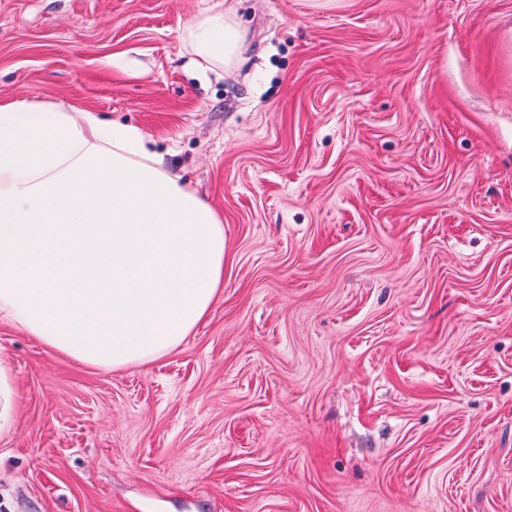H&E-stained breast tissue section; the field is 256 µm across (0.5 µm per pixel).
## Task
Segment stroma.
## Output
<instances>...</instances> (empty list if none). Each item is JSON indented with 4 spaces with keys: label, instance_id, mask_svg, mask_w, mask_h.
<instances>
[{
    "label": "stroma",
    "instance_id": "1",
    "mask_svg": "<svg viewBox=\"0 0 512 512\" xmlns=\"http://www.w3.org/2000/svg\"><path fill=\"white\" fill-rule=\"evenodd\" d=\"M24 98L142 129L224 287L120 371L0 322V512H512V0H0ZM195 66L207 71L231 70L241 59L245 32L229 10L194 18L186 30ZM16 382L8 354L0 350V435L7 433L14 421Z\"/></svg>",
    "mask_w": 512,
    "mask_h": 512
}]
</instances>
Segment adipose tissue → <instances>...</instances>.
I'll return each instance as SVG.
<instances>
[{
    "label": "adipose tissue",
    "instance_id": "ef3b65f1",
    "mask_svg": "<svg viewBox=\"0 0 512 512\" xmlns=\"http://www.w3.org/2000/svg\"><path fill=\"white\" fill-rule=\"evenodd\" d=\"M195 66L233 69L231 11L186 30ZM224 284V226L141 130L71 104H0V322L121 370L174 351Z\"/></svg>",
    "mask_w": 512,
    "mask_h": 512
}]
</instances>
